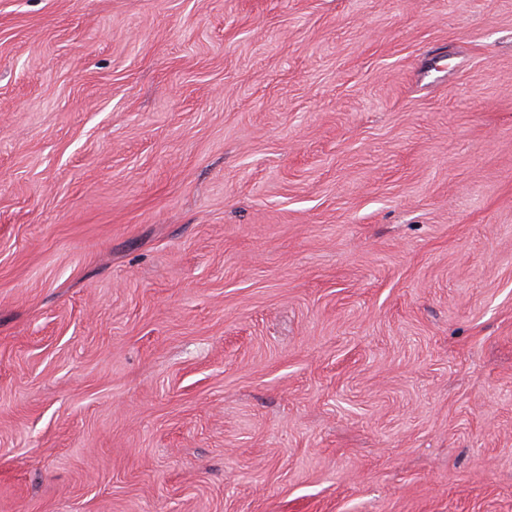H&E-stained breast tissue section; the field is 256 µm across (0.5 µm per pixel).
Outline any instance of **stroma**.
Listing matches in <instances>:
<instances>
[{
  "instance_id": "obj_1",
  "label": "stroma",
  "mask_w": 512,
  "mask_h": 512,
  "mask_svg": "<svg viewBox=\"0 0 512 512\" xmlns=\"http://www.w3.org/2000/svg\"><path fill=\"white\" fill-rule=\"evenodd\" d=\"M0 512H512V0H0Z\"/></svg>"
}]
</instances>
